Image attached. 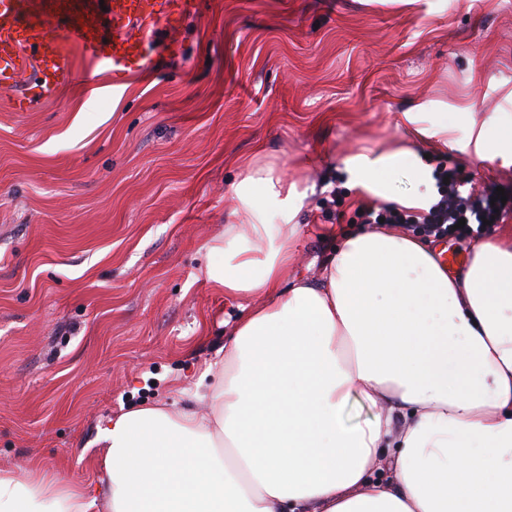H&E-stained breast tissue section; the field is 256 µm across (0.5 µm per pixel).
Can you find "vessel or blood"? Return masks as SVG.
<instances>
[{
  "label": "vessel or blood",
  "instance_id": "vessel-or-blood-1",
  "mask_svg": "<svg viewBox=\"0 0 512 512\" xmlns=\"http://www.w3.org/2000/svg\"><path fill=\"white\" fill-rule=\"evenodd\" d=\"M0 0V88L10 90L15 111H27L33 98L49 99L79 78L69 63L79 50L94 67L118 74L152 63L156 53L181 52V19L198 14L201 0ZM165 30L156 43L157 30ZM35 68L26 92H16L21 75Z\"/></svg>",
  "mask_w": 512,
  "mask_h": 512
}]
</instances>
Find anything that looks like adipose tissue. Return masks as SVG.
Listing matches in <instances>:
<instances>
[{
	"instance_id": "adipose-tissue-1",
	"label": "adipose tissue",
	"mask_w": 512,
	"mask_h": 512,
	"mask_svg": "<svg viewBox=\"0 0 512 512\" xmlns=\"http://www.w3.org/2000/svg\"><path fill=\"white\" fill-rule=\"evenodd\" d=\"M413 144L345 161L348 189L426 210L444 112L411 108ZM411 191L391 184L399 174ZM208 247L228 295L264 293L241 316L204 388L209 412L144 406L99 432L94 486L0 470V512H512V244L476 238L461 273L426 241L343 236L317 280L288 278L307 197L257 151ZM375 408L349 425L354 396Z\"/></svg>"
}]
</instances>
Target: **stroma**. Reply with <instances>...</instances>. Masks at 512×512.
I'll return each mask as SVG.
<instances>
[{"label": "stroma", "mask_w": 512, "mask_h": 512, "mask_svg": "<svg viewBox=\"0 0 512 512\" xmlns=\"http://www.w3.org/2000/svg\"><path fill=\"white\" fill-rule=\"evenodd\" d=\"M181 54L84 81L17 112L0 91V468L97 483L112 415L181 394L242 306L207 277L236 163L265 145L309 194L289 280L318 278L364 208L344 161L399 146L397 113L444 112L433 168L512 187L479 161L512 120V0H202Z\"/></svg>", "instance_id": "stroma-1"}]
</instances>
